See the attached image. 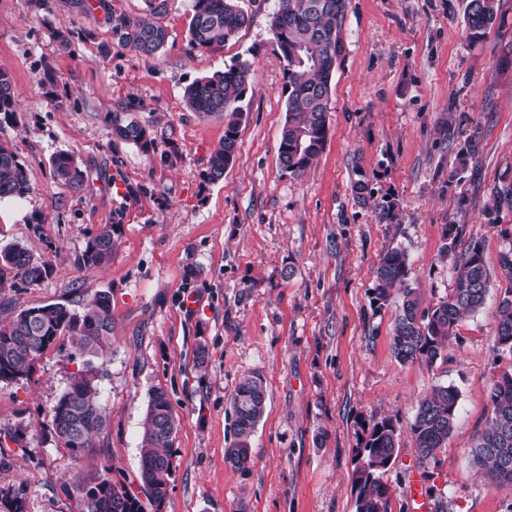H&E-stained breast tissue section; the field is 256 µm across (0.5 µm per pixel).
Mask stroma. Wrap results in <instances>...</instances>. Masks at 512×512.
Returning a JSON list of instances; mask_svg holds the SVG:
<instances>
[{
    "mask_svg": "<svg viewBox=\"0 0 512 512\" xmlns=\"http://www.w3.org/2000/svg\"><path fill=\"white\" fill-rule=\"evenodd\" d=\"M96 2L0 0V70L20 99L0 121V143L25 164L31 187L0 201V246L20 245L53 268L36 285L8 280L0 320L99 290L109 292L114 318L111 348L94 362L108 425L79 456L47 427L83 364L67 341L52 345L29 379L0 382V489L20 490L25 512H81L75 483L107 465L114 481L140 492L143 421L159 386L179 421L162 512H355V432L385 418L400 430L383 476L392 512H409L416 474L432 512H512V484L484 478L470 455L491 417L490 382L512 369L495 329L498 297L512 285L499 265L512 249V0H500L479 43L467 37L464 0H347L328 137L298 177L278 157L287 113L270 32L275 0H239L249 22L215 52L190 44L188 0H167L169 37L150 59L116 48L111 31L114 19L149 16L146 0H108L106 11ZM58 29L72 31L68 47L54 39ZM242 61L251 87L238 152L208 184L224 117L188 110L183 91ZM47 70L51 93L40 84ZM116 118L145 126L154 152L115 138ZM466 143L468 167L449 181ZM59 153L77 160L81 190L54 178ZM361 173L376 195L397 199L396 222L356 202L351 185ZM106 224L118 227L112 259L84 268L76 258ZM449 224L458 249L482 248L487 302L436 362H399L390 347L397 306L370 304L378 260L403 249L409 284L436 304L456 274ZM254 370L266 407L252 462L237 471L224 462L234 439L230 397ZM442 385L459 391L457 420L445 445L423 457L410 425L418 400Z\"/></svg>",
    "mask_w": 512,
    "mask_h": 512,
    "instance_id": "1",
    "label": "stroma"
}]
</instances>
